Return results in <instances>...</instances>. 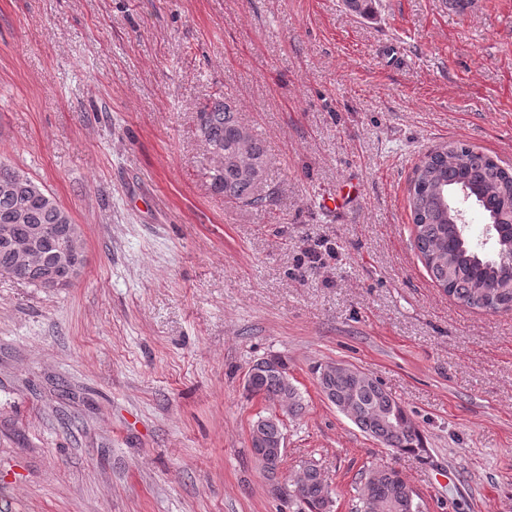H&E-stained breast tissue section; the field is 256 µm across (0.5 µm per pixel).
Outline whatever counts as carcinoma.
<instances>
[{"instance_id": "1", "label": "carcinoma", "mask_w": 512, "mask_h": 512, "mask_svg": "<svg viewBox=\"0 0 512 512\" xmlns=\"http://www.w3.org/2000/svg\"><path fill=\"white\" fill-rule=\"evenodd\" d=\"M374 0H343L356 16L374 11ZM197 133L205 149V177L213 194L227 203L258 208L270 201L267 191L268 149L244 123L234 102L219 95L204 104L196 116ZM472 195L487 223L492 225L495 249L512 255V171L493 157L464 143L444 145L426 154L413 169L408 202L414 246L431 280L448 296L468 308L484 312L512 311V263L480 254L460 225L452 223V200ZM74 223L70 212L27 172L0 161V224L13 225L22 237L31 224L64 234ZM55 241L48 240L30 254L26 265L17 263L10 247L0 240V274L36 288L44 287L35 273L53 255ZM288 369V360L271 355L253 365L248 393L270 405L288 401V410L303 409L297 388L271 367ZM318 385L328 401L363 433L398 454L415 458L427 453L424 436L405 409L370 375H318ZM251 429L266 447L279 445L282 423L273 414L259 415ZM289 487L301 492L304 512H331L333 498L321 470L303 467ZM356 512H422L416 494L393 467L376 466L362 472Z\"/></svg>"}]
</instances>
